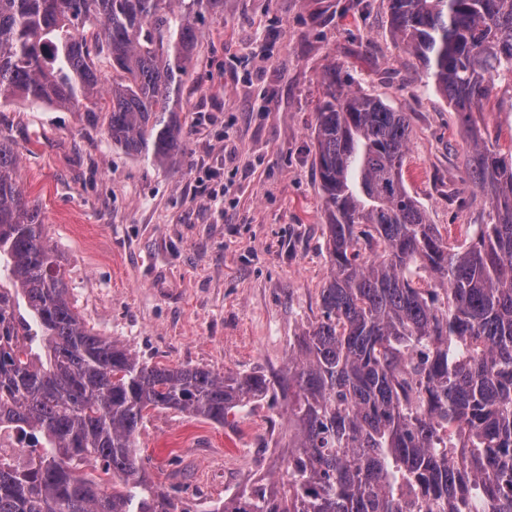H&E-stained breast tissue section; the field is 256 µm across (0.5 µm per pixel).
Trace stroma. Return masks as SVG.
I'll return each instance as SVG.
<instances>
[{
	"instance_id": "obj_1",
	"label": "stroma",
	"mask_w": 512,
	"mask_h": 512,
	"mask_svg": "<svg viewBox=\"0 0 512 512\" xmlns=\"http://www.w3.org/2000/svg\"><path fill=\"white\" fill-rule=\"evenodd\" d=\"M332 67L351 90L407 114L405 185L449 244L489 223L459 115L396 47L386 0H224L185 78L176 169L128 155L85 113L0 107V136L88 329L165 367H287L329 273L313 143ZM473 118L489 148L512 156L511 83L495 82ZM273 438L288 440L284 399L224 426L156 408L136 445L154 484L192 506L202 494L223 501L249 471L281 474L285 459L264 453Z\"/></svg>"
}]
</instances>
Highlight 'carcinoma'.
<instances>
[{
  "instance_id": "1",
  "label": "carcinoma",
  "mask_w": 512,
  "mask_h": 512,
  "mask_svg": "<svg viewBox=\"0 0 512 512\" xmlns=\"http://www.w3.org/2000/svg\"><path fill=\"white\" fill-rule=\"evenodd\" d=\"M396 41L467 126L466 167L491 205L450 247L403 170L406 113L330 68L314 161L330 274L320 318L280 373L161 367L91 331L0 137V429L36 440L0 459V512H190L147 477L135 433L149 408L224 425L288 393L287 480L212 512H512V166L472 125L494 75L512 80V0H388ZM224 0H0V105L98 119L93 56L111 61L105 119L129 155L172 169L177 112L205 15ZM24 300L26 313L15 312ZM96 463L104 477L82 468Z\"/></svg>"
}]
</instances>
